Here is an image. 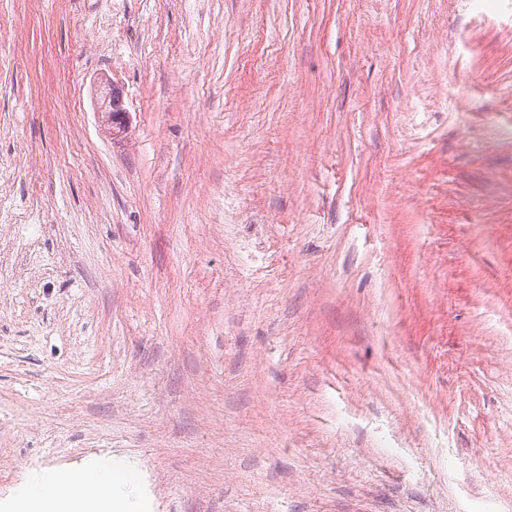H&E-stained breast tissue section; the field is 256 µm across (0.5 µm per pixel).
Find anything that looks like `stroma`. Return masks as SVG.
<instances>
[{
    "label": "stroma",
    "mask_w": 512,
    "mask_h": 512,
    "mask_svg": "<svg viewBox=\"0 0 512 512\" xmlns=\"http://www.w3.org/2000/svg\"><path fill=\"white\" fill-rule=\"evenodd\" d=\"M106 460L512 512V0H0V512ZM98 114L111 125L113 134L123 132L127 126L128 113L123 107V94L113 84L100 86ZM121 130V131H119Z\"/></svg>",
    "instance_id": "obj_1"
}]
</instances>
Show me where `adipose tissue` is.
<instances>
[{
    "label": "adipose tissue",
    "mask_w": 512,
    "mask_h": 512,
    "mask_svg": "<svg viewBox=\"0 0 512 512\" xmlns=\"http://www.w3.org/2000/svg\"><path fill=\"white\" fill-rule=\"evenodd\" d=\"M133 474L122 467L109 465L91 470L62 472L44 469L35 473L18 491L19 499L41 501L50 493L64 492L69 496H92L112 500L132 480Z\"/></svg>",
    "instance_id": "ef3b65f1"
}]
</instances>
